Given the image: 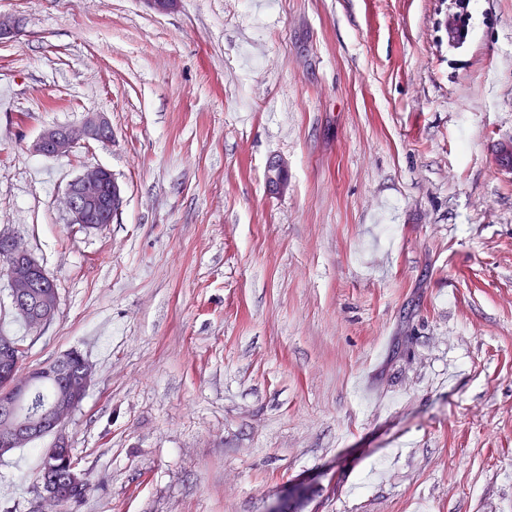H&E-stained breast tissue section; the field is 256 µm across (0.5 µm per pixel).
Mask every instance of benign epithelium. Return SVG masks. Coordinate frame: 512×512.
Wrapping results in <instances>:
<instances>
[{
	"mask_svg": "<svg viewBox=\"0 0 512 512\" xmlns=\"http://www.w3.org/2000/svg\"><path fill=\"white\" fill-rule=\"evenodd\" d=\"M112 142V125L101 113L89 114L83 123L72 127L57 125L44 129L33 145L44 157L71 154L80 144ZM269 187L276 193L288 190V170L276 159L267 166ZM65 202L69 223L100 229L110 223L122 204V188L111 171L100 165H87L68 182ZM0 259L6 265L12 304L30 330L38 332L54 318L56 289L42 265L16 239L0 236ZM20 345L10 339L0 342V456L15 448L26 447L48 435L52 447L45 449V465L39 476V507L64 505L74 486H86L85 473L76 463L67 466L62 476L54 473L58 452L68 447L66 424L78 402L84 399L94 382L93 366L77 352L60 354L48 365L26 370L16 364ZM59 392L58 403L36 413L29 411L35 390L45 381Z\"/></svg>",
	"mask_w": 512,
	"mask_h": 512,
	"instance_id": "obj_1",
	"label": "benign epithelium"
}]
</instances>
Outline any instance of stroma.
<instances>
[{
    "label": "stroma",
    "mask_w": 512,
    "mask_h": 512,
    "mask_svg": "<svg viewBox=\"0 0 512 512\" xmlns=\"http://www.w3.org/2000/svg\"><path fill=\"white\" fill-rule=\"evenodd\" d=\"M0 15V234L59 295L29 331L0 271V332L95 368L75 512H512V0ZM92 112L110 145L32 151ZM97 164L124 201L84 230L63 194ZM52 443L0 457V512Z\"/></svg>",
    "instance_id": "stroma-1"
}]
</instances>
